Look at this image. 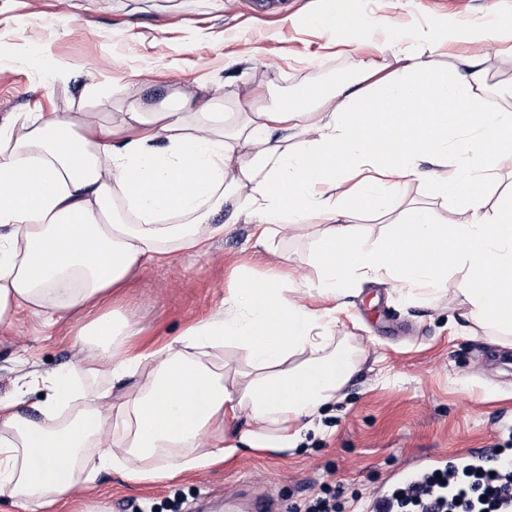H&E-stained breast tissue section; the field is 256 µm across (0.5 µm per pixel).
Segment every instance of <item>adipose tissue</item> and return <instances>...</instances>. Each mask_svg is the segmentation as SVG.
<instances>
[{"label":"adipose tissue","instance_id":"adipose-tissue-1","mask_svg":"<svg viewBox=\"0 0 512 512\" xmlns=\"http://www.w3.org/2000/svg\"><path fill=\"white\" fill-rule=\"evenodd\" d=\"M487 89L479 57L449 73L406 53L393 71L364 63L352 83L297 100L260 107L250 90L225 113L203 84L160 101L130 93L101 120L12 113L0 125V333L23 312L49 327L80 313L90 355L43 377L35 415L24 410L27 388L0 398V497L41 512L103 470L157 482L247 448L287 453L305 442L357 364L336 347L331 312L290 300L272 275L267 287L235 289L162 353L144 354L132 350L130 324L104 308L132 272L205 250L224 232L225 198L240 192L263 246L309 215L326 223L317 249L332 261L320 293L367 279L400 282L409 295L459 265L469 319L511 329L512 194L493 206L487 196L492 172L512 161V114L483 111ZM241 147L253 151L244 185L233 175ZM417 157L468 164L433 186L466 220L443 226L412 207L382 237L356 236L352 196L336 192L342 175L361 198L388 203ZM228 344L244 362L231 375L216 362ZM101 361L110 387L83 389ZM241 409L253 428L202 450V436Z\"/></svg>","mask_w":512,"mask_h":512}]
</instances>
